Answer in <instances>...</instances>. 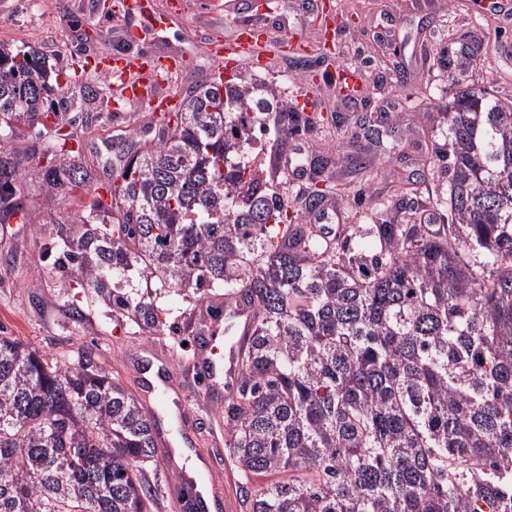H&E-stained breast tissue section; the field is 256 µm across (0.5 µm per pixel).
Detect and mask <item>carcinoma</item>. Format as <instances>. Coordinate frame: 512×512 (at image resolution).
<instances>
[{
  "mask_svg": "<svg viewBox=\"0 0 512 512\" xmlns=\"http://www.w3.org/2000/svg\"><path fill=\"white\" fill-rule=\"evenodd\" d=\"M42 54L0 43V143L58 116ZM242 86L197 82L144 152L117 151L103 184L54 130L40 183L83 209L54 222L53 268L150 334L157 299L238 294L255 311L224 446L246 512H512V104L457 82L448 165L435 190L374 204L329 242L287 222L283 197L245 159ZM109 92L83 86L77 108ZM18 165L0 155V221L23 213ZM404 213L400 222L388 213ZM156 422L106 368H71L0 336V512H153L145 477Z\"/></svg>",
  "mask_w": 512,
  "mask_h": 512,
  "instance_id": "cac0c4a2",
  "label": "carcinoma"
}]
</instances>
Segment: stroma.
<instances>
[{"label":"stroma","mask_w":512,"mask_h":512,"mask_svg":"<svg viewBox=\"0 0 512 512\" xmlns=\"http://www.w3.org/2000/svg\"><path fill=\"white\" fill-rule=\"evenodd\" d=\"M95 0H0V43L16 48L29 46L43 53L58 76L59 98L69 100L80 84L75 73L103 54L130 51L123 39L119 12L96 10ZM168 0H156L162 12L159 31H147L140 48L164 46L185 52L189 65L176 76L173 87L182 92L205 75L210 61L205 53L209 39L224 35L232 23L224 11L225 0H182L178 15L167 16ZM344 25L335 40L333 55L317 49L314 18L321 0H273L275 27L263 52L267 65L241 63L239 77H251L257 96L273 97L294 104L298 95L313 90L323 125L303 126V112H295L287 127L268 129L259 125L255 134L265 152V169L274 190L287 199L309 187L315 177L305 169L291 177L288 160L292 152L311 157L327 154L330 174L346 183L345 197H327L325 209L339 219L336 228L359 223L377 199L402 195L414 170L435 161V150L443 146L445 122L442 96L451 91L444 52L463 45H481L487 52L464 75L500 100L512 101V64L502 60V51L512 45V21L486 12L480 0H331ZM301 34L307 42L309 66L295 68L278 53L275 40L286 32ZM359 68L367 95L362 99L343 96L336 87L337 64ZM434 88L437 98L421 99L425 88ZM385 107L392 118L390 133L379 140L366 139L356 123L363 111ZM152 113L135 107L124 112L104 113L83 120L81 112L68 109L60 115L67 132H76L85 143L83 157L106 177L113 157L111 144L124 138L138 147L156 145ZM48 144L36 129L23 126L5 145L21 159L20 191L25 198L23 216L0 223V332L16 337L28 347L72 367L83 353L105 366L129 389H137L144 371L154 362L156 350H165L175 373L176 388L167 390L165 401H152L157 428L164 437L157 446V462L147 467L150 483L160 488L156 512H176L169 490V469L160 458L174 449L192 448L209 459L214 473L215 498L230 512H245L240 487L243 478L228 448L224 446V406L209 403L198 394L186 371L191 353L180 335H146L127 317L114 312L89 289L63 293L58 274L52 273L53 254L45 253L52 221L71 213L63 199L45 191L38 178L39 165ZM365 146L375 158L378 175L373 179L353 177L350 157L356 146ZM183 409L196 428L182 430L171 418Z\"/></svg>","instance_id":"obj_1"}]
</instances>
